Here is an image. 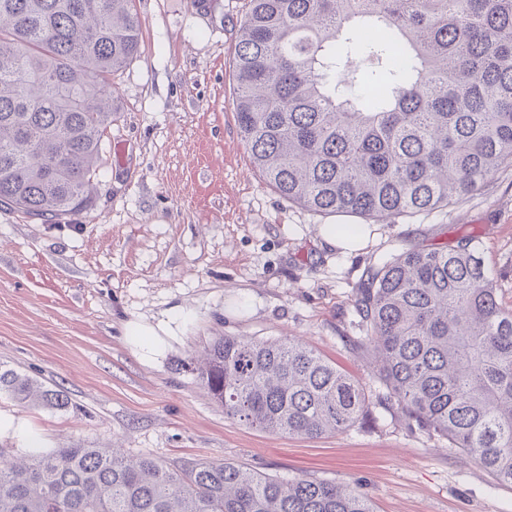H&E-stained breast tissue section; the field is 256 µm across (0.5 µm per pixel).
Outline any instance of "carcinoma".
I'll return each mask as SVG.
<instances>
[{
  "instance_id": "cac0c4a2",
  "label": "carcinoma",
  "mask_w": 512,
  "mask_h": 512,
  "mask_svg": "<svg viewBox=\"0 0 512 512\" xmlns=\"http://www.w3.org/2000/svg\"><path fill=\"white\" fill-rule=\"evenodd\" d=\"M233 59L253 167L309 211L383 220L446 208L512 167V0H249ZM133 0H0V205L50 224L91 205L139 53ZM353 307L383 399L512 486V311L478 247L410 249ZM197 377L224 415L308 438L365 414L363 388L302 343L220 336ZM70 407L0 370V393ZM0 512H375L355 483L170 466L117 448L0 462Z\"/></svg>"
}]
</instances>
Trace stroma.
I'll return each instance as SVG.
<instances>
[{"label": "stroma", "mask_w": 512, "mask_h": 512, "mask_svg": "<svg viewBox=\"0 0 512 512\" xmlns=\"http://www.w3.org/2000/svg\"><path fill=\"white\" fill-rule=\"evenodd\" d=\"M248 2L134 0L140 50L112 77L119 110L93 206L56 224L0 207V368L73 403L2 393L0 417L26 422L45 449L356 481L376 512H512L511 486L380 401L353 307L368 267L471 240L512 309V167L448 208L369 224L361 251L322 246L321 226L349 216L288 203L239 134L232 58ZM160 324L148 351L141 330ZM220 336L300 338L363 386L364 420L311 439L227 418L195 371ZM29 436L1 434L0 453L27 451Z\"/></svg>", "instance_id": "1"}]
</instances>
